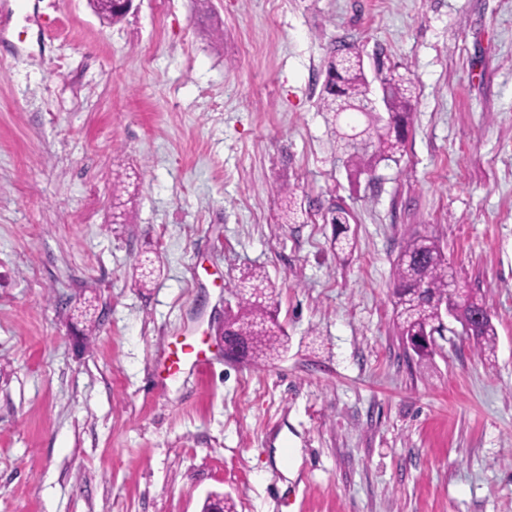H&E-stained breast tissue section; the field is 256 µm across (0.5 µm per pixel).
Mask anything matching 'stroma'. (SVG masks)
I'll return each instance as SVG.
<instances>
[{
  "instance_id": "obj_1",
  "label": "stroma",
  "mask_w": 512,
  "mask_h": 512,
  "mask_svg": "<svg viewBox=\"0 0 512 512\" xmlns=\"http://www.w3.org/2000/svg\"><path fill=\"white\" fill-rule=\"evenodd\" d=\"M411 78L398 161L348 160L333 49ZM303 215L282 223L277 197ZM350 213L336 253L328 209ZM434 237L497 330L425 361L392 262ZM160 268L149 287L139 263ZM251 267L287 353L225 358ZM194 338L213 366L168 376ZM512 512V0H0V512Z\"/></svg>"
}]
</instances>
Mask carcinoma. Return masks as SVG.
Instances as JSON below:
<instances>
[{"label": "carcinoma", "mask_w": 512, "mask_h": 512, "mask_svg": "<svg viewBox=\"0 0 512 512\" xmlns=\"http://www.w3.org/2000/svg\"><path fill=\"white\" fill-rule=\"evenodd\" d=\"M328 81L321 95L322 108L326 112L353 110L369 114L371 84L364 72L360 54L348 56L333 54L327 61ZM382 98L389 114L388 128L379 132L370 123L361 131V151L354 152L350 161H363V152L372 147L382 160H392L404 147L407 137L405 127L409 120V99L412 81L401 75L384 76ZM298 209L292 193L284 192L282 219L285 223H296ZM326 220L336 225L338 231L334 247L344 252L353 246L348 236L349 213L337 206L328 211ZM448 259L436 240L427 235L414 233L405 241L394 262V310L403 342L409 344L422 339L426 333L440 325L441 303L449 300ZM240 297L238 309L224 319V336L231 351H239V358L255 363L273 359L283 352L288 343L284 329L277 321L278 303L270 288L266 273L260 269L246 272L236 285ZM462 316L486 309L483 299L474 294L458 304ZM480 351L494 352L497 332L492 319L487 318L469 327Z\"/></svg>", "instance_id": "carcinoma-1"}]
</instances>
